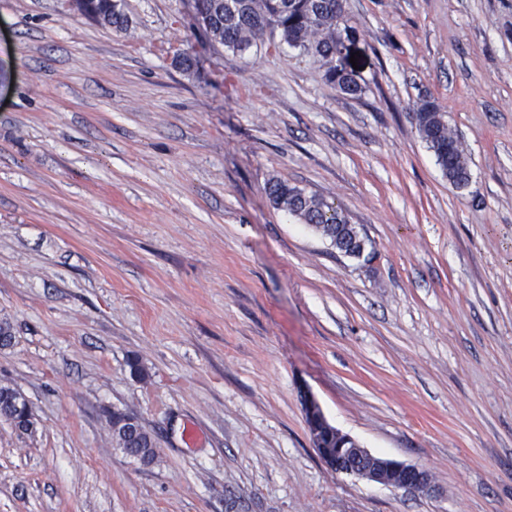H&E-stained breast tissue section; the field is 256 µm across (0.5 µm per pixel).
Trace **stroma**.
Returning <instances> with one entry per match:
<instances>
[{
  "label": "stroma",
  "mask_w": 512,
  "mask_h": 512,
  "mask_svg": "<svg viewBox=\"0 0 512 512\" xmlns=\"http://www.w3.org/2000/svg\"><path fill=\"white\" fill-rule=\"evenodd\" d=\"M123 5L116 31L0 0V385L36 419L0 422V512H512V0H346L358 98L299 50L210 44L190 0ZM273 177L374 259L275 207ZM310 397L433 493L331 470ZM117 410L153 463L117 448ZM415 122L421 139L433 152L448 181L458 188L468 186L471 171L467 153L437 106L430 100H423L416 109ZM266 191L274 205L298 218L302 224L315 229L334 248L345 251L348 257H364L365 260L373 258L372 251L365 254L368 245L366 237L359 236V230L356 231L350 225L347 217L323 198L307 194L302 189L276 178L268 181ZM127 416L132 415L112 412L110 417L112 435L116 445L126 456L136 459L143 464H149L156 456L155 436L142 423L130 425L128 428L124 425H119L117 420L121 421Z\"/></svg>",
  "instance_id": "1"
}]
</instances>
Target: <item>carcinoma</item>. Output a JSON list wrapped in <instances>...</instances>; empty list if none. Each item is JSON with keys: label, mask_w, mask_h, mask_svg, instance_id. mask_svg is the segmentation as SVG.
<instances>
[{"label": "carcinoma", "mask_w": 512, "mask_h": 512, "mask_svg": "<svg viewBox=\"0 0 512 512\" xmlns=\"http://www.w3.org/2000/svg\"><path fill=\"white\" fill-rule=\"evenodd\" d=\"M203 28L215 43L234 53L246 54L258 46L265 32L279 42L312 57L325 68L326 79L344 95L356 97L363 87L348 69L344 39L357 36V29L337 0H197ZM88 10L96 22L115 30H124L128 18L121 0H88ZM415 122L421 139L433 152L437 165L448 181L458 188L469 185V159L459 137L448 128L437 106L424 100L417 107ZM266 191L278 208L315 229L330 244L349 257L368 259V240L350 225L347 217L323 198L308 194L280 179L268 181ZM11 387L0 385V419L22 434L35 428L33 412L20 413L9 400ZM125 413L110 417L112 435L117 447L127 456L143 464L156 456V439L145 426L125 427L119 421Z\"/></svg>", "instance_id": "obj_1"}]
</instances>
